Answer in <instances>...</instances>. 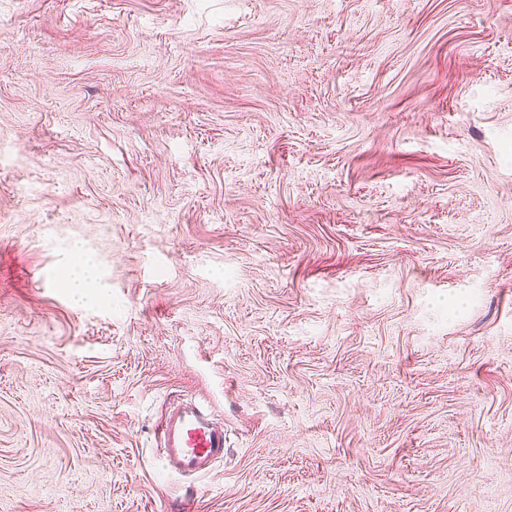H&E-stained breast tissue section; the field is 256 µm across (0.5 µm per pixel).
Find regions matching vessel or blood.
Wrapping results in <instances>:
<instances>
[{
	"instance_id": "obj_1",
	"label": "vessel or blood",
	"mask_w": 512,
	"mask_h": 512,
	"mask_svg": "<svg viewBox=\"0 0 512 512\" xmlns=\"http://www.w3.org/2000/svg\"><path fill=\"white\" fill-rule=\"evenodd\" d=\"M155 434L159 461L169 474L199 479L224 459V426L205 400L183 399L167 407Z\"/></svg>"
}]
</instances>
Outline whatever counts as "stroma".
Returning a JSON list of instances; mask_svg holds the SVG:
<instances>
[{"label": "stroma", "instance_id": "1", "mask_svg": "<svg viewBox=\"0 0 512 512\" xmlns=\"http://www.w3.org/2000/svg\"><path fill=\"white\" fill-rule=\"evenodd\" d=\"M189 493L512 512V0H0V512ZM155 435L159 461L169 474L200 479L224 461V424L216 421L206 400L183 399L167 407Z\"/></svg>", "mask_w": 512, "mask_h": 512}]
</instances>
